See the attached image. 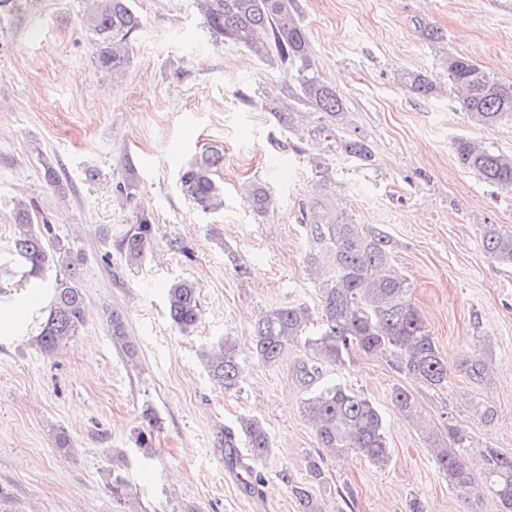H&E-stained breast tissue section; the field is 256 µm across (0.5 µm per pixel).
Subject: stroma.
<instances>
[{
	"label": "stroma",
	"instance_id": "35a3bbf8",
	"mask_svg": "<svg viewBox=\"0 0 512 512\" xmlns=\"http://www.w3.org/2000/svg\"><path fill=\"white\" fill-rule=\"evenodd\" d=\"M135 6L144 27L118 82L95 64L79 23L83 0H18L0 17V488L10 512H301L280 478L285 471L290 482L307 481L306 460L318 452L292 374L300 354L288 349L277 367L265 366L251 354L250 330L269 305L317 304L300 225L317 157L357 223L392 238L448 361L444 390L408 384L422 428L393 410L390 389L404 381L384 360L356 354L333 371L381 409L392 457L384 467L352 453L326 458L315 489L322 512H408L415 500L425 512H498L491 495L466 499L449 486L434 467L431 437L451 422L470 435V456L488 446L512 452V266L481 245L484 225L512 232V191L463 169L451 148L465 135L510 155L512 124L486 128L457 111L447 64L448 54L469 56L512 83V0H297L316 68L345 103L339 133L371 146L370 166L281 126L273 113L292 102V73L213 44L193 0ZM424 25L442 42L424 38ZM412 73L435 94L412 93ZM215 145L224 149V207L205 213L183 196L179 172ZM47 160L65 192L44 182ZM130 163L132 202L116 190ZM258 180L276 198L263 217L243 190ZM21 198L52 224L54 249L82 259L88 322L51 354L32 343L45 295L4 269ZM139 203L155 217L154 251L131 268L116 240ZM236 259L249 276L236 275ZM181 279L200 287L202 320L187 336L165 296ZM106 307L124 311L135 359L113 343ZM222 338L243 367L230 393L200 358ZM485 343L494 378L478 385L458 364ZM475 400L494 409L491 422L473 415ZM243 415L258 416L271 437L257 489L231 478L224 462V431ZM145 428L147 457L135 442ZM61 432L70 453L57 448ZM116 473L130 485L122 502L110 489Z\"/></svg>",
	"mask_w": 512,
	"mask_h": 512
}]
</instances>
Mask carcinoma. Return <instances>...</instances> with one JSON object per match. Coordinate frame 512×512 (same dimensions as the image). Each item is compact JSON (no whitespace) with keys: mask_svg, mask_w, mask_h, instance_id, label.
Returning a JSON list of instances; mask_svg holds the SVG:
<instances>
[{"mask_svg":"<svg viewBox=\"0 0 512 512\" xmlns=\"http://www.w3.org/2000/svg\"><path fill=\"white\" fill-rule=\"evenodd\" d=\"M209 39L228 42L252 52L257 58L297 72L302 104L318 120V132L333 138L336 149L357 161H372L370 146L361 139L335 134L345 120L344 103L334 87L320 79L313 60L310 40L299 17L296 0H195ZM81 23L94 47L97 68L113 77L123 75L131 63L133 43L144 19L133 0H87ZM448 76L457 109L478 125L512 122V83L491 76L474 60L448 55ZM411 90L429 96L435 88L421 74L409 76ZM458 163L482 180L512 190V155L493 151L467 136L452 142ZM224 160L223 152L211 149L182 168L180 188L203 211L224 207V192L215 176ZM315 188L302 213L306 239L303 264L315 288L319 303L313 309L305 303L280 304L263 310L252 327L253 354L263 364L274 366L290 347L302 358L296 377L303 389L302 414L314 430L318 456L308 460L310 482L293 485L288 472L281 473L303 512H322L314 486L325 478V455L355 452L370 463L383 467L391 458L383 416L368 397L347 385L325 377L329 368L343 367L350 357L363 353L385 360L397 373L432 389L448 384V363L440 355L427 320L413 298L414 284L397 266L390 237L372 224H358L336 199L331 186L335 179L324 162L314 164ZM44 182L57 192L65 191L59 171L47 161ZM252 214L263 216L274 206L269 188L255 182L246 189ZM14 237L10 262L28 280L41 281L47 269L62 265L63 274L51 285L47 314L35 336L38 349L52 353L78 336L87 322L85 296L80 288L81 258H57L46 241L47 223H34L32 210L23 202L13 208ZM154 215L144 205L136 207L118 247L127 264L139 268L152 248ZM485 253L503 265H512V232L495 224L483 227ZM169 316L184 334L201 320L199 287L179 280L166 288ZM111 336L130 357L136 348L128 339L124 314L105 310ZM205 368L218 386L231 392L239 387L242 367L233 343L221 340L202 352ZM492 355L475 349L460 362V370L481 384L488 380ZM394 408L406 419L420 416L417 401L403 385L392 388ZM228 464L240 462L236 439L244 441L249 456L262 459L271 451L269 433L259 418L241 416L236 431H227ZM432 459L448 484L464 493L478 489L472 462L464 452L467 435L450 424L446 436L435 440ZM477 465L484 477V489L498 502L499 512H512V453L498 448L480 451Z\"/></svg>","mask_w":512,"mask_h":512,"instance_id":"carcinoma-1","label":"carcinoma"}]
</instances>
